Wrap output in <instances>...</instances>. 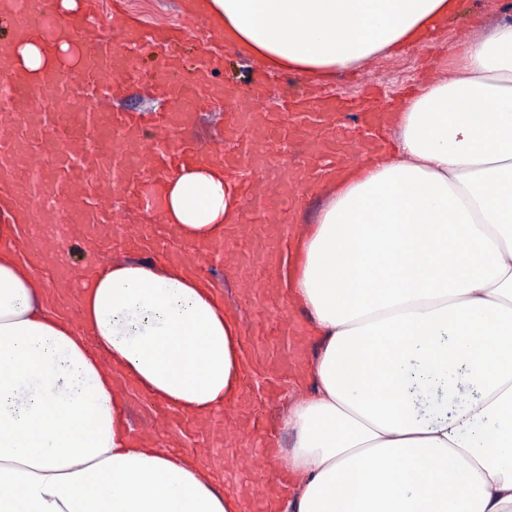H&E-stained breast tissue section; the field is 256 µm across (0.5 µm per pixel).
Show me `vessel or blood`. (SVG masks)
I'll return each mask as SVG.
<instances>
[{"instance_id": "obj_1", "label": "vessel or blood", "mask_w": 512, "mask_h": 512, "mask_svg": "<svg viewBox=\"0 0 512 512\" xmlns=\"http://www.w3.org/2000/svg\"><path fill=\"white\" fill-rule=\"evenodd\" d=\"M50 4L0 0V14L12 22L10 39L0 41V82L14 91L7 107L0 109V180L17 188L28 223L80 224L91 243L117 238L124 247H142L155 240L153 226L161 221L158 200L166 174L209 156L194 142L162 151L155 149V142H168L198 113L224 104L230 114L221 153L224 169L234 177L243 170L252 176L251 182L239 185L241 220L223 242L203 248L186 245L166 255L181 261L205 252L221 254L225 268L236 272L243 304L255 314L245 329L251 358L267 369L272 382L297 386L311 340L298 314L287 309L276 277L291 255L292 230L281 224L280 216L315 189L319 174L378 152L374 133L383 124L385 107L374 104L354 121L342 99L315 92L266 108L264 84H256L246 96L234 85L213 82L214 72L224 66L223 54L214 49L217 35L202 38L203 48L186 78L173 49L183 30L150 31L138 24L116 26L112 41L79 28L81 42L73 55L31 82L19 71L13 44L37 41L55 54L56 38L45 31ZM150 46L165 49L166 55L162 66L144 71L138 61ZM131 81L158 101V109L121 112L99 99L101 85L116 92ZM300 129L308 141V165L281 167L276 182L266 181L277 138ZM120 191L136 223H121L112 205ZM212 429L223 444L238 448L240 469L255 477L248 512H262L265 498L278 495L286 482L271 463L273 407L270 400L254 399L251 371H243L238 390L225 397L224 418Z\"/></svg>"}]
</instances>
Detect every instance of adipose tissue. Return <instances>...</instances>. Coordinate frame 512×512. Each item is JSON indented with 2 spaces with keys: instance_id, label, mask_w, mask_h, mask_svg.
I'll return each instance as SVG.
<instances>
[{
  "instance_id": "1",
  "label": "adipose tissue",
  "mask_w": 512,
  "mask_h": 512,
  "mask_svg": "<svg viewBox=\"0 0 512 512\" xmlns=\"http://www.w3.org/2000/svg\"><path fill=\"white\" fill-rule=\"evenodd\" d=\"M271 72L322 80L424 46L461 0H190ZM393 114L390 148L329 173L284 279L317 339L266 512H512V16L448 54ZM179 244L241 219L218 161L169 174ZM0 187V512H242L223 453L136 436L129 401L213 418L245 367L238 318L196 266L110 260L71 294L33 286Z\"/></svg>"
}]
</instances>
